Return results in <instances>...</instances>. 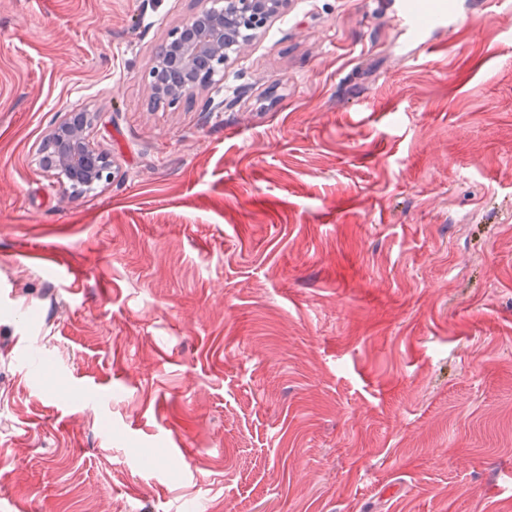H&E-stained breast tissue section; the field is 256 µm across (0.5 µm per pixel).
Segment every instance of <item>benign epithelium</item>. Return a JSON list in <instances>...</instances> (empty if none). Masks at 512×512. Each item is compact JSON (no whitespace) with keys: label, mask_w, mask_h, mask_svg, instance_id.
<instances>
[{"label":"benign epithelium","mask_w":512,"mask_h":512,"mask_svg":"<svg viewBox=\"0 0 512 512\" xmlns=\"http://www.w3.org/2000/svg\"><path fill=\"white\" fill-rule=\"evenodd\" d=\"M288 0H199V7L171 34L156 68L167 79L151 86L152 96L179 102L208 83L229 59L232 48L251 40ZM88 115L70 112L49 138L47 168L77 185L91 186L109 176L107 156L97 152L87 134Z\"/></svg>","instance_id":"benign-epithelium-1"}]
</instances>
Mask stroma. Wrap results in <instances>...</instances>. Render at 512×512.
Listing matches in <instances>:
<instances>
[{
	"mask_svg": "<svg viewBox=\"0 0 512 512\" xmlns=\"http://www.w3.org/2000/svg\"><path fill=\"white\" fill-rule=\"evenodd\" d=\"M197 7L0 0V512H512V0H290L154 102ZM88 124L86 113H68L49 138L44 159L48 169L58 170L81 186H92L107 179L111 167L109 158L90 144Z\"/></svg>",
	"mask_w": 512,
	"mask_h": 512,
	"instance_id": "35a3bbf8",
	"label": "stroma"
}]
</instances>
